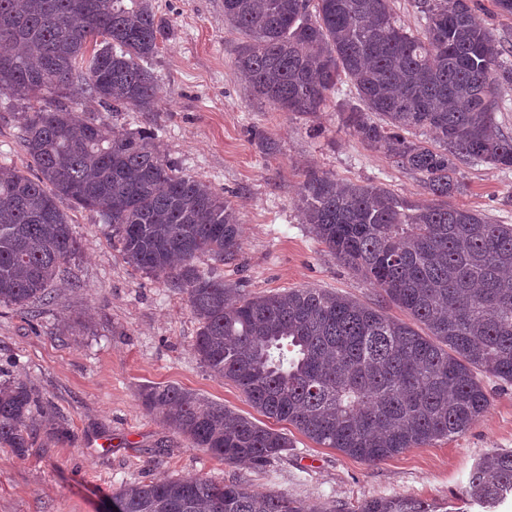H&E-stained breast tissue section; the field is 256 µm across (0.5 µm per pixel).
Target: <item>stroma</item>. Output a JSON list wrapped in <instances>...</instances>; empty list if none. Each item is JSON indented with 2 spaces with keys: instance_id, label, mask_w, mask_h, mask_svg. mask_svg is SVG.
Returning a JSON list of instances; mask_svg holds the SVG:
<instances>
[{
  "instance_id": "35a3bbf8",
  "label": "stroma",
  "mask_w": 512,
  "mask_h": 512,
  "mask_svg": "<svg viewBox=\"0 0 512 512\" xmlns=\"http://www.w3.org/2000/svg\"><path fill=\"white\" fill-rule=\"evenodd\" d=\"M166 36L152 60L157 104L149 112L102 111L82 101L77 113L102 116L119 133L142 130L185 173L201 178L237 209L240 251L224 263L201 256L245 293L326 288L371 304L376 288L326 250L298 207L303 173L326 171L357 184L383 185L423 198L418 175L370 150L342 125L340 85L321 111L293 114L253 101L235 67L242 36L224 21V0H150ZM276 146L266 151L265 142ZM453 205L512 224V170L463 166ZM82 245L61 267L38 318L0 307V368L26 381L54 415L24 454L0 447V512H105L120 486L174 478L240 481L259 493H285L318 512L339 503L416 496L448 512H484L461 491L475 462L512 451V385L488 375L490 405L467 435L366 463L317 445L292 425L260 415L232 382L215 377L193 349L199 323L187 296L130 266L96 212L59 200ZM176 385L288 434L293 446L261 467L225 464L193 447L147 409L141 392Z\"/></svg>"
}]
</instances>
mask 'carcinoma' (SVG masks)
<instances>
[{"label":"carcinoma","mask_w":512,"mask_h":512,"mask_svg":"<svg viewBox=\"0 0 512 512\" xmlns=\"http://www.w3.org/2000/svg\"><path fill=\"white\" fill-rule=\"evenodd\" d=\"M415 7L417 34L390 0H224V21L244 36L234 64L255 100L310 114L347 83L357 103L344 108L345 126L420 176L427 198L410 201L310 169L299 197L317 240L410 321L323 288L252 296L196 266L204 254L236 259L230 202L166 160L146 132L116 134L71 111L81 98L112 113L153 109L148 63L165 29L149 0H0V96L20 102L34 171L0 163V304L33 313L51 299L81 249L57 204L67 198L99 215L129 265L184 290L201 363L263 416L368 463L465 435L490 404L477 374L512 383V224L448 199L464 165L512 168V137L494 116L512 69L478 0ZM141 398L226 464L263 466L293 447L287 434L182 387L148 386ZM38 411L53 422L24 381H0V447L23 454ZM462 493L486 508L512 494V451L485 455ZM112 498L125 512H306L285 493L203 477H157ZM336 512L438 506L397 496Z\"/></svg>","instance_id":"obj_1"}]
</instances>
